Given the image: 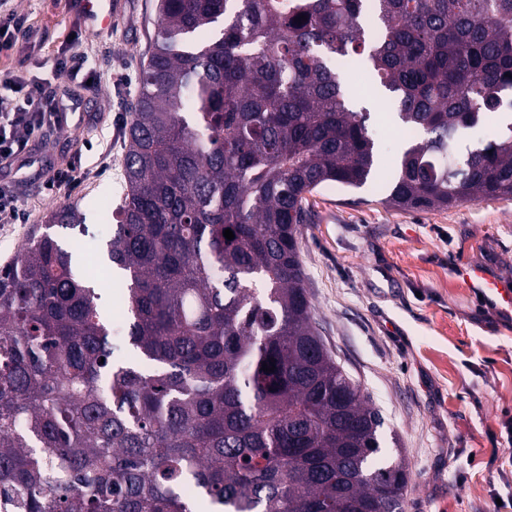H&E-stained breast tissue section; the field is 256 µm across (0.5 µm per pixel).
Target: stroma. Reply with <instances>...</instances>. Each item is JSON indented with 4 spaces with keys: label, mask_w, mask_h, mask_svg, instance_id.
<instances>
[{
    "label": "stroma",
    "mask_w": 512,
    "mask_h": 512,
    "mask_svg": "<svg viewBox=\"0 0 512 512\" xmlns=\"http://www.w3.org/2000/svg\"><path fill=\"white\" fill-rule=\"evenodd\" d=\"M69 0H7L17 30L0 72L36 76L79 97L48 165L79 162L74 192L21 183L29 220L0 230V267L32 227L78 206L91 232L113 223L125 194L123 144L138 90L156 0H120L111 28L84 32ZM93 58L107 78L83 90L58 78L61 55ZM368 69L345 72L355 106L368 107L381 146L380 172L357 189L326 185L309 195L299 247L316 326L327 348L384 420L388 456L409 464L403 512H494L491 460L512 454L501 436L512 418V308L477 295L456 273L469 263L512 279V200L464 202L447 210L395 211L382 200L408 140Z\"/></svg>",
    "instance_id": "stroma-1"
}]
</instances>
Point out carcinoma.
I'll return each instance as SVG.
<instances>
[{"label":"carcinoma","mask_w":512,"mask_h":512,"mask_svg":"<svg viewBox=\"0 0 512 512\" xmlns=\"http://www.w3.org/2000/svg\"><path fill=\"white\" fill-rule=\"evenodd\" d=\"M156 8L125 197L94 246L122 290V342L101 274L80 265L76 206L0 268V500L12 512H403L409 464L380 458L382 416L314 325L297 234L308 194L360 188L378 167L371 112L354 109L338 62L368 66L416 133L384 204L512 200V120L453 155L512 92V0Z\"/></svg>","instance_id":"obj_1"}]
</instances>
